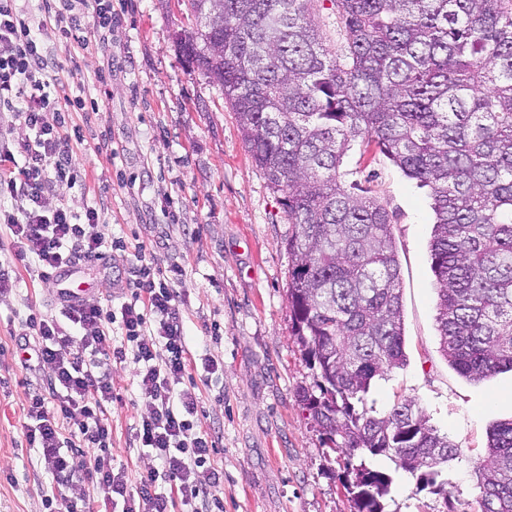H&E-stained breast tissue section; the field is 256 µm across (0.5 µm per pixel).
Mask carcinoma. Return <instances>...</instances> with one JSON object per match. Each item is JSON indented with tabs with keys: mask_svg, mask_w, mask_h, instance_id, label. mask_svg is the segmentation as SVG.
Returning a JSON list of instances; mask_svg holds the SVG:
<instances>
[{
	"mask_svg": "<svg viewBox=\"0 0 512 512\" xmlns=\"http://www.w3.org/2000/svg\"><path fill=\"white\" fill-rule=\"evenodd\" d=\"M186 2L212 25L176 44L219 85L291 224V332L313 371L296 398L353 512H384L378 457L458 512L444 467L459 448L411 399L366 407L407 364L399 263L388 212L340 167L360 138L428 188L441 352L469 381L512 371V0H333L336 56L311 0ZM477 478L475 512H512V420L490 429Z\"/></svg>",
	"mask_w": 512,
	"mask_h": 512,
	"instance_id": "cac0c4a2",
	"label": "carcinoma"
}]
</instances>
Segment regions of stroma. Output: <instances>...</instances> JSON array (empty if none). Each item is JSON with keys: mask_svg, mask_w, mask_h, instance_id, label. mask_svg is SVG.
<instances>
[{"mask_svg": "<svg viewBox=\"0 0 512 512\" xmlns=\"http://www.w3.org/2000/svg\"><path fill=\"white\" fill-rule=\"evenodd\" d=\"M112 18L86 47L61 36L51 43L60 78L52 95L81 168L47 204L99 209L105 232L125 245L76 278L105 304L126 295L135 246L160 267L184 269L176 289L190 351L224 367L215 381L195 379V425L216 441L223 512H351L337 457L295 400L313 376L291 334L289 224L218 86L189 67L173 41L175 31L193 32L195 19L178 0H112ZM98 69L101 84L92 81ZM78 96L95 99L97 109L69 106ZM342 169L389 211L400 263L407 364L378 381L371 397L381 412L396 396L414 400L459 450L447 465L450 495L475 501L487 433L512 419V372L472 382L440 352L426 189L358 141ZM14 272L16 290L0 296V512H44L51 480L38 472L22 424L29 391L51 384L22 321L29 306L56 316L62 303L54 281L20 264ZM112 384L121 395L108 407L112 452L136 484L152 461L129 437L147 406L129 365H113ZM377 465L393 478L385 512H439V496L417 477L386 457Z\"/></svg>", "mask_w": 512, "mask_h": 512, "instance_id": "1", "label": "stroma"}]
</instances>
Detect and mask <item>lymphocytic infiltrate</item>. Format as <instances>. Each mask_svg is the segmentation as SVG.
<instances>
[{"instance_id": "obj_1", "label": "lymphocytic infiltrate", "mask_w": 512, "mask_h": 512, "mask_svg": "<svg viewBox=\"0 0 512 512\" xmlns=\"http://www.w3.org/2000/svg\"><path fill=\"white\" fill-rule=\"evenodd\" d=\"M88 0H41L30 12L18 0H0V112L22 120L30 137L9 139L0 129V224L12 235L10 255L49 280L59 268L120 249L100 229L97 209H47L55 182L76 179L69 140L60 133L49 88L54 80L52 33L88 37L81 14ZM133 288L119 310L100 303L66 304L60 316L30 309L24 325L39 343L38 359L50 370L52 395L28 394L23 435L53 480L46 512H93L80 493L95 484L105 503L121 512H220L223 472L210 435L196 431L198 398L187 377L192 367L176 282L181 269L164 272L145 253L135 256ZM120 328L113 337L112 328ZM132 365L149 411L133 428L132 445L147 449L153 465L138 486L114 465L106 402L115 400L113 364Z\"/></svg>"}]
</instances>
